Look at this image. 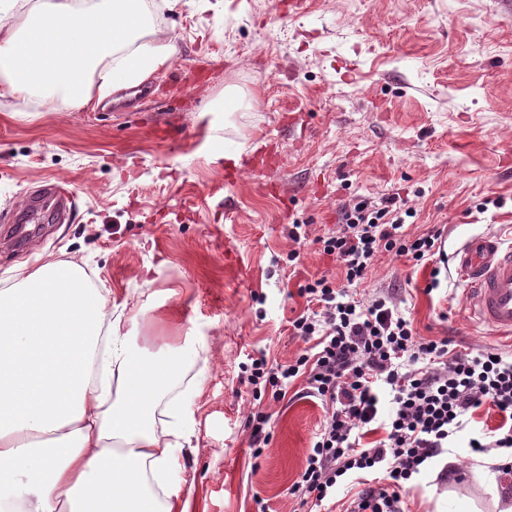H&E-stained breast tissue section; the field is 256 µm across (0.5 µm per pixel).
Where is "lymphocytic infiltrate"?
I'll return each mask as SVG.
<instances>
[{
  "instance_id": "lymphocytic-infiltrate-1",
  "label": "lymphocytic infiltrate",
  "mask_w": 512,
  "mask_h": 512,
  "mask_svg": "<svg viewBox=\"0 0 512 512\" xmlns=\"http://www.w3.org/2000/svg\"><path fill=\"white\" fill-rule=\"evenodd\" d=\"M414 215L397 193L345 205L338 230L319 239L323 253L339 263L345 283L322 277L300 286L306 307L290 323L293 336L313 343V350L286 365L259 357L245 367L254 399H283L302 378L306 396L320 400L326 410L289 489L301 502L335 499L337 485L353 474L360 486L353 512H403L408 482L444 453L464 416L485 404L500 417L498 436L490 442L470 439L472 452H512V360L492 348L474 355L454 348L451 338L418 336L391 292L380 290L362 300L348 292L364 282L379 253L431 263L442 249L443 232L434 228L409 235L404 226ZM383 387L392 396L384 420L379 417ZM376 423L384 437L363 444Z\"/></svg>"
}]
</instances>
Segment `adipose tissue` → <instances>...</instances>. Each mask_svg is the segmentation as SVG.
<instances>
[{"label": "adipose tissue", "instance_id": "ef3b65f1", "mask_svg": "<svg viewBox=\"0 0 512 512\" xmlns=\"http://www.w3.org/2000/svg\"><path fill=\"white\" fill-rule=\"evenodd\" d=\"M0 0V97L52 107L139 87L175 53L140 44L142 0ZM82 262L47 257L0 286V512H193L179 478L192 407L149 359Z\"/></svg>", "mask_w": 512, "mask_h": 512}]
</instances>
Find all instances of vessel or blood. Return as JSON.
I'll return each mask as SVG.
<instances>
[{
    "mask_svg": "<svg viewBox=\"0 0 512 512\" xmlns=\"http://www.w3.org/2000/svg\"><path fill=\"white\" fill-rule=\"evenodd\" d=\"M473 317L498 333L512 335V245L491 235L469 239L454 254Z\"/></svg>",
    "mask_w": 512,
    "mask_h": 512,
    "instance_id": "vessel-or-blood-1",
    "label": "vessel or blood"
}]
</instances>
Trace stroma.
<instances>
[{
  "instance_id": "stroma-1",
  "label": "stroma",
  "mask_w": 512,
  "mask_h": 512,
  "mask_svg": "<svg viewBox=\"0 0 512 512\" xmlns=\"http://www.w3.org/2000/svg\"><path fill=\"white\" fill-rule=\"evenodd\" d=\"M145 0L176 52L136 99L51 108L0 97V281L46 256L86 261L116 300L131 299V335L150 357H177L173 392L195 410L182 484L196 512H328L288 493L325 415L320 400L252 398L241 367L285 364L305 347L289 322L311 278L341 281L318 237L344 204L400 193L408 233L443 230L445 253L491 234L512 245V10L502 0ZM71 193L64 219L22 245L8 227L46 181ZM503 198L502 207L486 199ZM306 223L309 239L288 237ZM298 250L296 267L287 254ZM430 270L380 254L365 291L393 288L419 336L474 354L512 338L471 315L453 263ZM204 338L209 361L183 349ZM271 438L253 457L254 410ZM500 422L490 405L430 461L404 512H458L449 489L495 512L467 448ZM465 474L441 480L447 461Z\"/></svg>"
}]
</instances>
